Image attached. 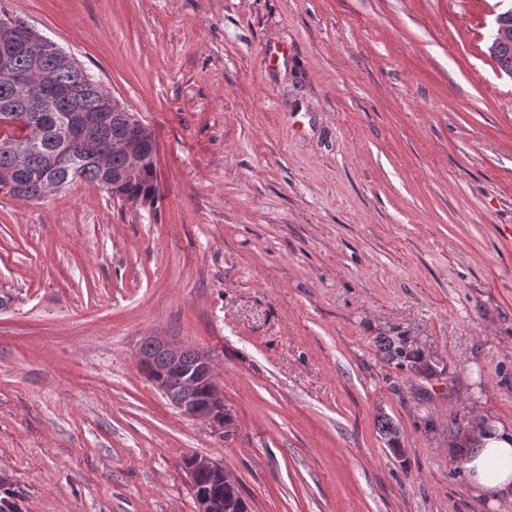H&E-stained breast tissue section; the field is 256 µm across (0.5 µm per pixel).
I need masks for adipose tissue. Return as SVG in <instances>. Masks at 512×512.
<instances>
[{
  "mask_svg": "<svg viewBox=\"0 0 512 512\" xmlns=\"http://www.w3.org/2000/svg\"><path fill=\"white\" fill-rule=\"evenodd\" d=\"M464 469L488 506L512 502V428L478 420L465 436Z\"/></svg>",
  "mask_w": 512,
  "mask_h": 512,
  "instance_id": "1",
  "label": "adipose tissue"
}]
</instances>
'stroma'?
Wrapping results in <instances>:
<instances>
[{"label": "stroma", "instance_id": "1", "mask_svg": "<svg viewBox=\"0 0 512 512\" xmlns=\"http://www.w3.org/2000/svg\"><path fill=\"white\" fill-rule=\"evenodd\" d=\"M0 7L158 144L152 205L0 190V475L22 512H196L191 455L251 512H512L474 494L461 443L512 426L502 0ZM151 336L213 356L233 437L141 372ZM512 18V5L506 8L495 19L496 29L494 39L490 43V47H496L499 40L504 38H512V27L509 26L508 18ZM497 64L499 70L505 74L512 73V42L501 43L497 45L496 51L490 56ZM185 470L189 476L190 482L194 486H196V480L200 475L208 474L221 479L224 486L238 488V484L224 468L223 462L206 457L191 456L189 457L187 466H185Z\"/></svg>", "mask_w": 512, "mask_h": 512}]
</instances>
